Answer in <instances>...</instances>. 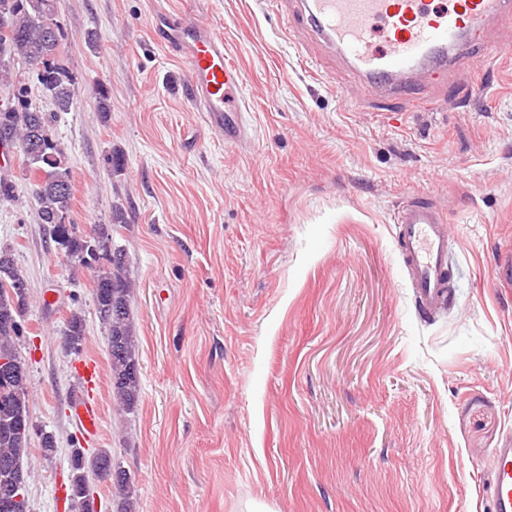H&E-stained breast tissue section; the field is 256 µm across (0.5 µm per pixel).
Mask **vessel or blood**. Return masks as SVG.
I'll return each mask as SVG.
<instances>
[{
	"instance_id": "obj_1",
	"label": "vessel or blood",
	"mask_w": 512,
	"mask_h": 512,
	"mask_svg": "<svg viewBox=\"0 0 512 512\" xmlns=\"http://www.w3.org/2000/svg\"><path fill=\"white\" fill-rule=\"evenodd\" d=\"M301 23L330 49L344 55L364 88L395 96L419 94L425 72H447L473 53L474 35L490 21L512 25V0H294ZM161 45L185 66L186 95L205 126L239 142L247 107L240 97L241 68L224 53V38L213 27L162 14L156 24ZM398 244L410 283L423 309L447 295L448 234L442 213L410 198L399 210ZM80 388L71 396L72 417L82 437L100 433L102 411L94 397L96 363L77 369ZM492 477L485 486L492 512H512V435L494 451Z\"/></svg>"
}]
</instances>
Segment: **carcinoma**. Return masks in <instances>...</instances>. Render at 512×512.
<instances>
[{
    "label": "carcinoma",
    "instance_id": "1",
    "mask_svg": "<svg viewBox=\"0 0 512 512\" xmlns=\"http://www.w3.org/2000/svg\"><path fill=\"white\" fill-rule=\"evenodd\" d=\"M55 15L56 0H0V82L10 79L8 57L18 55L36 71L56 111L68 112L76 103L77 86L70 72L55 61L64 38ZM49 24L54 27L51 37L45 34ZM0 142L16 148L27 162L41 223L63 228L61 220L68 214L73 197L64 148L53 137L51 116L29 102L25 87L0 105ZM64 242L71 259L94 272V314L106 332L112 392L123 409L131 411L140 399L141 379L130 320L127 253L109 247V234L102 224L85 234H66ZM101 259L106 265H99ZM25 282L14 250L0 244V358L21 364V377L0 376V492L14 479L9 471L12 460L29 453L27 448L19 451L18 441L30 442L33 430L27 366L16 346L28 307L27 295L20 291ZM85 333L84 316L76 310L71 312L63 331L68 352L79 353ZM71 455L81 460V466L67 475L68 512H95L93 494L85 492L84 486L112 464V452L99 448L87 453L74 448ZM111 488L119 498L116 512H132L129 478L123 477Z\"/></svg>",
    "mask_w": 512,
    "mask_h": 512
}]
</instances>
